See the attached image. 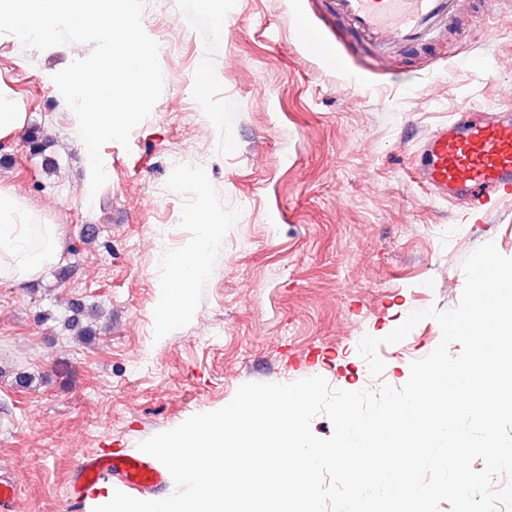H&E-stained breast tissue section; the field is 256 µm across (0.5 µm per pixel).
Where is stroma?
<instances>
[{"label": "stroma", "instance_id": "stroma-1", "mask_svg": "<svg viewBox=\"0 0 512 512\" xmlns=\"http://www.w3.org/2000/svg\"><path fill=\"white\" fill-rule=\"evenodd\" d=\"M142 24L165 46L164 91L129 148L103 146L95 192L77 118L47 83L89 46L38 52L0 34V82L26 112L0 138V188L64 232L39 276L0 279V466L21 483L18 512H90L115 487L73 506L81 454L137 451L242 384L319 375L364 389L361 338L454 308L480 245L512 257V203L455 221L412 170L420 140L460 107L512 109V18L392 71L336 42L326 0H145ZM304 25L334 40L337 61L304 49ZM34 127L53 140V175L24 140ZM188 164L204 183L184 178ZM202 203L223 212L224 237L189 317L163 334L162 257L196 235L186 216ZM78 307L96 329L87 341L63 328ZM441 338L427 318L381 346L384 382L402 386Z\"/></svg>", "mask_w": 512, "mask_h": 512}]
</instances>
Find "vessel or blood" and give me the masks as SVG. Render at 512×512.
<instances>
[{"mask_svg":"<svg viewBox=\"0 0 512 512\" xmlns=\"http://www.w3.org/2000/svg\"><path fill=\"white\" fill-rule=\"evenodd\" d=\"M462 0H329L339 34L355 39L374 57L390 61L417 51L444 32L467 42L458 23ZM417 182L455 214L480 223L512 202V114L495 107L465 106L421 142L414 156ZM113 482L137 492L166 483L148 455L101 451L82 456L70 483L81 502L97 485Z\"/></svg>","mask_w":512,"mask_h":512,"instance_id":"vessel-or-blood-1","label":"vessel or blood"}]
</instances>
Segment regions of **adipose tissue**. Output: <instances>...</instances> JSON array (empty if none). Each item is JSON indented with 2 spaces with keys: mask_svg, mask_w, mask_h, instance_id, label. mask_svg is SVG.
<instances>
[{
  "mask_svg": "<svg viewBox=\"0 0 512 512\" xmlns=\"http://www.w3.org/2000/svg\"><path fill=\"white\" fill-rule=\"evenodd\" d=\"M188 221L197 225V235L166 256L167 276L159 289V327L164 331L189 315L192 290L208 275L210 250L224 234L223 216L206 208H196ZM62 238L60 225H35L31 214L0 189V265L8 266L15 281L36 277L54 258Z\"/></svg>",
  "mask_w": 512,
  "mask_h": 512,
  "instance_id": "ef3b65f1",
  "label": "adipose tissue"
}]
</instances>
